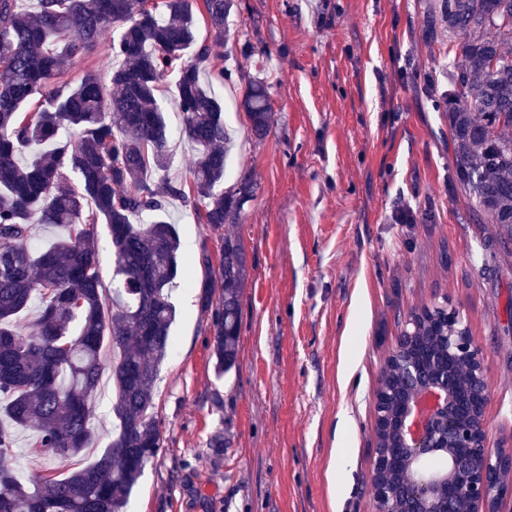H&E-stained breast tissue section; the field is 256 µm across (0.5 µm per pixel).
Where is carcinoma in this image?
Listing matches in <instances>:
<instances>
[{"label": "carcinoma", "mask_w": 512, "mask_h": 512, "mask_svg": "<svg viewBox=\"0 0 512 512\" xmlns=\"http://www.w3.org/2000/svg\"><path fill=\"white\" fill-rule=\"evenodd\" d=\"M212 41L225 42L234 0H203ZM448 25V90L442 92L452 147L451 176L473 214L512 241V0H441ZM110 28L108 76L90 70L74 86L51 81L93 51ZM195 62H186L188 53ZM209 46L198 45L191 0H0V512H126L133 487L161 448L154 385L172 350L173 292L198 289L211 320L217 377L234 367L245 251L225 227L254 192L224 186L231 140L224 97L201 81ZM175 78L172 129L156 93ZM241 106L255 137L272 119L268 85L251 81ZM77 140L64 139L69 131ZM196 156L189 181L148 174L171 165L173 132ZM195 222L224 230L219 267L207 249L195 283L180 265L170 201ZM36 224L65 235L35 246ZM112 240V294L103 293L94 246L97 225ZM221 293L215 294L214 280ZM39 303L35 330L18 320ZM412 310L401 335L431 359L442 321ZM112 349V440L93 462L57 475L19 472L15 429L61 461L92 437L91 404L105 348Z\"/></svg>", "instance_id": "cac0c4a2"}]
</instances>
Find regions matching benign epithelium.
<instances>
[{
  "label": "benign epithelium",
  "mask_w": 512,
  "mask_h": 512,
  "mask_svg": "<svg viewBox=\"0 0 512 512\" xmlns=\"http://www.w3.org/2000/svg\"><path fill=\"white\" fill-rule=\"evenodd\" d=\"M448 325L437 337L443 357L452 359L461 372L448 364L435 366L411 353L399 341L385 367L398 365L405 387L397 408L387 412L375 393V433L396 435L400 456L375 452L371 463V490L377 512H390L395 495L404 501L401 512H495L499 493L489 479L492 462L509 457L512 450L490 446L484 409L490 400L484 373L483 349L453 309L445 310ZM436 454L450 460V475L435 476L421 463ZM401 470L399 487L389 475Z\"/></svg>",
  "instance_id": "obj_1"
}]
</instances>
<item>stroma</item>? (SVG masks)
I'll list each match as a JSON object with an SVG mask.
<instances>
[{
  "label": "stroma",
  "instance_id": "stroma-1",
  "mask_svg": "<svg viewBox=\"0 0 512 512\" xmlns=\"http://www.w3.org/2000/svg\"><path fill=\"white\" fill-rule=\"evenodd\" d=\"M432 3L235 0L205 69L224 75L225 182L256 185L231 228L247 262L238 357L216 377L211 322L178 288L155 389L162 448L128 512H375L380 374L409 312L442 301L483 348L491 444L512 438V243L449 180L448 39ZM257 77L273 112L260 139L241 107ZM171 217L184 267L204 249L219 259L190 210L173 202ZM113 394L106 370L75 462L38 456L18 429L27 470L96 459Z\"/></svg>",
  "mask_w": 512,
  "mask_h": 512
}]
</instances>
